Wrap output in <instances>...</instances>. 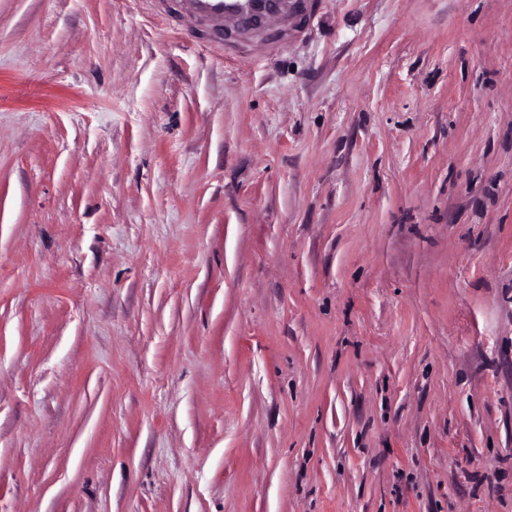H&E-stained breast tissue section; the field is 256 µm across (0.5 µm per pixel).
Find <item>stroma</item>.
<instances>
[{
    "label": "stroma",
    "instance_id": "35a3bbf8",
    "mask_svg": "<svg viewBox=\"0 0 512 512\" xmlns=\"http://www.w3.org/2000/svg\"><path fill=\"white\" fill-rule=\"evenodd\" d=\"M0 0V512H512V0ZM299 0H187L190 12L234 23L258 19L268 25L291 14Z\"/></svg>",
    "mask_w": 512,
    "mask_h": 512
}]
</instances>
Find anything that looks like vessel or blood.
I'll use <instances>...</instances> for the list:
<instances>
[{
    "label": "vessel or blood",
    "instance_id": "obj_1",
    "mask_svg": "<svg viewBox=\"0 0 512 512\" xmlns=\"http://www.w3.org/2000/svg\"><path fill=\"white\" fill-rule=\"evenodd\" d=\"M190 12L234 23L259 20L268 25L291 14L296 0H187Z\"/></svg>",
    "mask_w": 512,
    "mask_h": 512
}]
</instances>
